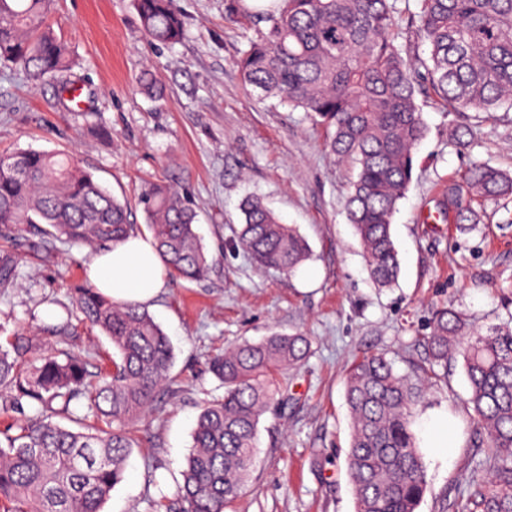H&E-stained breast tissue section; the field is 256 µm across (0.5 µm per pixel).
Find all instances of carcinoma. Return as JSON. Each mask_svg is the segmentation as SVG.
Wrapping results in <instances>:
<instances>
[{
  "instance_id": "cac0c4a2",
  "label": "carcinoma",
  "mask_w": 512,
  "mask_h": 512,
  "mask_svg": "<svg viewBox=\"0 0 512 512\" xmlns=\"http://www.w3.org/2000/svg\"><path fill=\"white\" fill-rule=\"evenodd\" d=\"M52 0H0V64L33 80L75 66L45 27ZM145 36L174 45L184 24L173 0H133ZM396 0H276L249 11L228 5V20H251L257 38L238 58L244 83L266 98L300 109L327 132L329 153L355 170L346 198L373 282L391 288L400 270L392 217L412 180L415 151L426 137L417 95L432 93L450 112L492 114L512 109V0H419V33L429 46L426 84L417 82L397 43ZM512 196V175L484 162L448 184L447 208L457 228L481 223V202ZM166 269L197 282L214 263L194 226L187 196L147 183L138 197ZM240 244L260 269L294 275L309 258L296 225L261 199L243 203ZM131 207L65 152L0 153V231L44 224L33 246L41 261L57 258L56 242L108 248L134 233ZM80 322L112 344L110 367L92 373L80 354L44 351L36 360L24 333L0 347V415L27 401L39 419L0 430V512H103L124 480L133 448L129 426L141 420L168 381L174 352L168 336L139 305L120 304L90 283L73 288ZM429 365L395 371L370 353L346 371L351 418L346 466L354 512H417L427 468L413 430L426 385L448 377L462 357L472 411L471 440L488 481L475 493V512H512V314L485 333L465 313L437 307L421 337ZM302 334L243 341L213 357L209 371L224 396L197 416L178 491L177 512H224L249 487L256 468L258 426L281 392L278 375L310 352ZM83 399L94 420L73 430L71 409Z\"/></svg>"
}]
</instances>
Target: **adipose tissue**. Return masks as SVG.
I'll return each instance as SVG.
<instances>
[{"label":"adipose tissue","mask_w":512,"mask_h":512,"mask_svg":"<svg viewBox=\"0 0 512 512\" xmlns=\"http://www.w3.org/2000/svg\"><path fill=\"white\" fill-rule=\"evenodd\" d=\"M88 278L115 302L146 304L165 287L167 273L151 236L136 234L97 253Z\"/></svg>","instance_id":"1"}]
</instances>
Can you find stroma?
Wrapping results in <instances>:
<instances>
[{
    "instance_id": "obj_1",
    "label": "stroma",
    "mask_w": 512,
    "mask_h": 512,
    "mask_svg": "<svg viewBox=\"0 0 512 512\" xmlns=\"http://www.w3.org/2000/svg\"><path fill=\"white\" fill-rule=\"evenodd\" d=\"M229 0H174L184 21L171 47L147 41L131 0H54L50 29L76 59L55 79L30 82L0 66V153L33 148L76 155L120 199L135 202L145 183L182 191L199 212L198 230L216 260L209 276H168L147 309L169 336L170 379L144 424L123 482L103 512H155L175 501L202 406L224 394L210 358L272 333L308 336L303 364L284 371L281 393L260 423V463L231 512H353L346 468L350 423L346 369L367 352H383L398 372L423 362L416 339L431 312L450 302L487 331L512 309V197L486 204L479 231L460 234L443 203L448 184L473 162L512 173V111L486 117L447 111L419 97L428 127L415 154L412 182L393 217L401 271L389 290L371 282L347 221L353 171L325 147V133L302 110L260 97L236 61L254 27L229 22ZM159 76L163 94L146 96L137 79ZM472 129L468 148L450 132ZM261 198L306 237L309 260L292 276L254 267L238 243L239 205ZM26 225L0 235V257L17 265L15 287L0 288V344L24 332L38 348L73 350L90 371L108 364L110 341L79 325L71 293L85 281L93 252L65 244L54 263L30 252ZM71 319L75 334L50 333ZM461 360L428 386L414 428L422 440L428 486L418 512H471L475 488L471 414ZM450 422V452L430 448V421Z\"/></svg>"
}]
</instances>
